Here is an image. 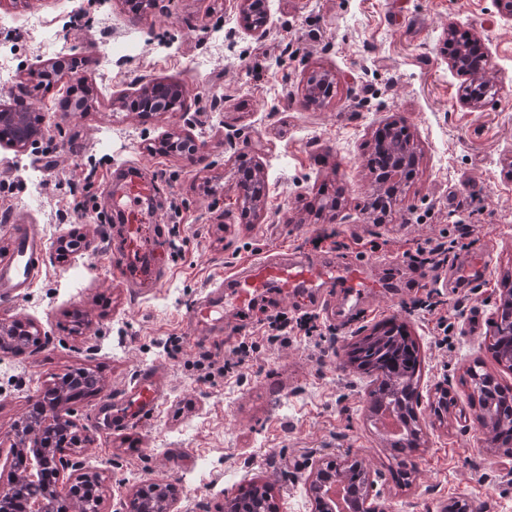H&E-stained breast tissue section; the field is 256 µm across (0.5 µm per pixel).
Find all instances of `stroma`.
<instances>
[{
	"label": "stroma",
	"mask_w": 512,
	"mask_h": 512,
	"mask_svg": "<svg viewBox=\"0 0 512 512\" xmlns=\"http://www.w3.org/2000/svg\"><path fill=\"white\" fill-rule=\"evenodd\" d=\"M265 8L260 36L237 0H156L140 14L125 0H0V57L14 72L0 83V107L23 101L47 130L35 150L0 144V254L13 225H40L45 237L42 276L25 296L0 295V324L31 322L47 339L0 355V446L21 432L39 390L89 369L98 388L71 408L86 439L83 471L104 480L101 512H129L131 493L155 482L176 486L178 512H224L241 484L263 480L279 512H311L305 477L327 454L362 460L386 512H443L461 499L512 512V458L490 452L462 383L478 362L512 387V370L487 348L497 297L512 286V23L494 0H265ZM34 17L63 38V49L43 44L28 26ZM452 26L491 60L496 93L477 110L464 104L465 78L443 53ZM135 35L139 54L124 55L121 42ZM187 56L199 67L186 68ZM54 59L91 86L84 111L65 104V86L27 81ZM322 70L334 74V92L305 105L307 81ZM144 80L181 86L182 111L121 109L118 97ZM401 119L417 149V174L380 221L365 207L377 190L368 158L378 128ZM233 129L242 137L226 140ZM172 135L191 138L201 152H167ZM242 156L268 187L263 208L247 219L237 201ZM126 166L159 188L156 219L143 233L161 237L156 262L166 276L146 294L113 276L110 190ZM33 173L41 177L37 195L27 182ZM334 193L341 206L332 212L323 203ZM474 218L480 241L458 263L486 258L490 267L457 288L444 282V296L457 289L467 299L442 346L436 315L402 306L425 294L402 250ZM320 225L360 234L373 247H305ZM74 234L85 250L57 259V241ZM291 252L363 260L380 287L356 304L336 286L312 297L270 292L244 310L229 308L223 328L188 324V309L214 283ZM266 308L320 313L344 343L392 318L406 324L423 361L417 412L426 434L409 486L399 484V461L369 418L368 377L304 336L266 343L259 324ZM246 338L255 345L247 369L213 383L199 379L196 352L220 360ZM150 368L164 379L161 405L142 424L115 426L114 402ZM443 383L455 405L439 420L430 404ZM205 457L222 459V467L212 486L193 487L185 476Z\"/></svg>",
	"instance_id": "obj_1"
}]
</instances>
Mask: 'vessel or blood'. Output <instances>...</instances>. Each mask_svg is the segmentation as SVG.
Wrapping results in <instances>:
<instances>
[{
    "instance_id": "b4317fda",
    "label": "vessel or blood",
    "mask_w": 512,
    "mask_h": 512,
    "mask_svg": "<svg viewBox=\"0 0 512 512\" xmlns=\"http://www.w3.org/2000/svg\"><path fill=\"white\" fill-rule=\"evenodd\" d=\"M120 186L112 193V208L122 219L117 246L120 269H128L154 241L144 240L139 226L154 213L157 199L155 182L142 174H123ZM44 263V237L36 226L19 231L10 255L0 260V292L12 294L29 291L40 277ZM345 279L352 296L362 297L375 288L374 281L363 275L361 262L339 265L331 260L312 262L299 255L279 260L267 259L254 269L236 274L224 284L214 285L192 306L189 320L197 329L223 325L224 300L233 298L245 307L258 294L277 290L285 294L305 293L324 284ZM163 386L156 369L146 371L140 385L127 393L116 406L117 415L138 423L154 411L161 401Z\"/></svg>"
}]
</instances>
